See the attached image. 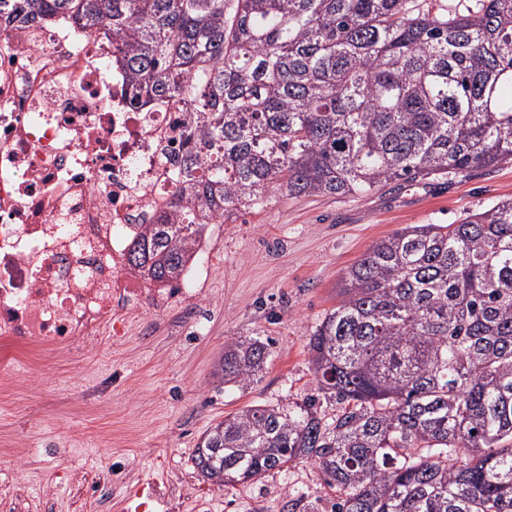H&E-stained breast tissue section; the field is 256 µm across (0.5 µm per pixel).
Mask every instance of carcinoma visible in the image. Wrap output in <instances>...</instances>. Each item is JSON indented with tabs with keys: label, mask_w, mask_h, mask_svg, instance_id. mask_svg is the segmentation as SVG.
Listing matches in <instances>:
<instances>
[{
	"label": "carcinoma",
	"mask_w": 512,
	"mask_h": 512,
	"mask_svg": "<svg viewBox=\"0 0 512 512\" xmlns=\"http://www.w3.org/2000/svg\"><path fill=\"white\" fill-rule=\"evenodd\" d=\"M471 2L0 0V29L106 27L130 106L189 116L178 219L126 256L172 284L214 213L512 160V0ZM340 296L309 340L318 394L224 417L199 473L224 486L306 460L333 512H512V199L374 242ZM269 355L240 337L221 379L244 387Z\"/></svg>",
	"instance_id": "carcinoma-1"
}]
</instances>
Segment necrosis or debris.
I'll list each match as a JSON object with an SVG mask.
<instances>
[{
  "instance_id": "obj_1",
  "label": "necrosis or debris",
  "mask_w": 512,
  "mask_h": 512,
  "mask_svg": "<svg viewBox=\"0 0 512 512\" xmlns=\"http://www.w3.org/2000/svg\"><path fill=\"white\" fill-rule=\"evenodd\" d=\"M112 37L63 20L0 33V383L41 354L121 336L125 315L197 298L198 244L177 287L146 281L126 254L174 216L186 113L128 104Z\"/></svg>"
}]
</instances>
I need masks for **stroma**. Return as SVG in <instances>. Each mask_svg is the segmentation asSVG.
I'll list each match as a JSON object with an SVG mask.
<instances>
[{
  "label": "stroma",
  "instance_id": "obj_1",
  "mask_svg": "<svg viewBox=\"0 0 512 512\" xmlns=\"http://www.w3.org/2000/svg\"><path fill=\"white\" fill-rule=\"evenodd\" d=\"M512 198V161L467 175L395 181L365 195L273 197L264 209L209 225L197 289L207 330L181 307L151 334L130 319L120 340L28 367L0 387V469L23 496L0 492V512H135L136 490L169 489L146 512H331L334 496L309 462L219 487L194 470L203 433L250 405L284 408L313 393L308 342L339 301L348 267L409 224H451ZM258 334L271 357L247 387L218 383L226 344ZM23 456H16V449Z\"/></svg>",
  "mask_w": 512,
  "mask_h": 512
}]
</instances>
